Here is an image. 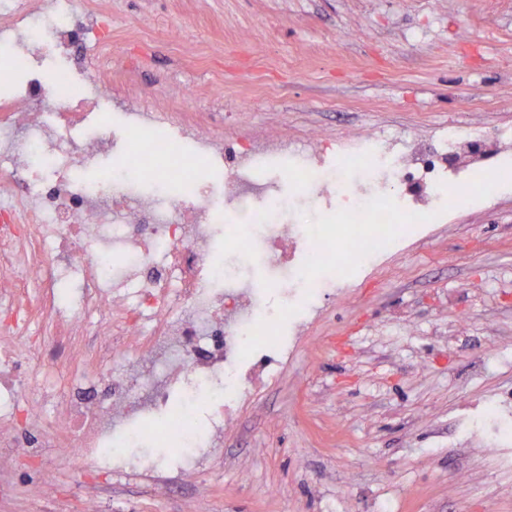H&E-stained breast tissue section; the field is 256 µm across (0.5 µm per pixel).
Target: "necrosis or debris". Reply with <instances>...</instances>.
Returning a JSON list of instances; mask_svg holds the SVG:
<instances>
[{
    "label": "necrosis or debris",
    "instance_id": "obj_1",
    "mask_svg": "<svg viewBox=\"0 0 512 512\" xmlns=\"http://www.w3.org/2000/svg\"><path fill=\"white\" fill-rule=\"evenodd\" d=\"M112 14V0L82 9L74 0H0V36L23 38L18 66L0 70V83L13 86L0 97V465L20 452L22 423L34 411L22 399L23 360L40 366L104 363L136 348V364L106 372L102 386L75 387L63 406L62 426L70 438L65 456L89 462L98 473L137 468L157 491L195 482L213 448L233 423L235 408L253 384L276 375L293 346L300 310H264L261 292L242 287L238 264L214 265L208 242L220 232L224 215L206 205L209 170L230 173L224 194L261 228L268 261L288 271L290 283L303 279L302 257L309 240L323 245L331 261L333 243L311 236L291 222L287 197L275 208H253L239 180L261 152L227 144L195 113H153L166 129L158 144L166 163L145 168L139 154H118L107 177L86 185L72 169L94 162L107 134L76 139L77 130L101 122V103L112 68V40L95 45L98 64L76 57L78 47ZM66 58L52 84L38 74L45 52ZM53 112L52 123L42 108ZM207 158L192 165L185 141ZM448 165L447 150L414 145L410 154L390 157L375 140L333 167L307 164L297 182L320 185L324 205L344 197L343 218H393L395 208L363 194L360 180L395 173L409 189L404 215L415 224L439 221L435 207ZM152 184L150 197L136 194L139 181ZM127 256L117 266L110 254ZM161 265H153L155 254ZM75 282L79 301L61 307L57 289ZM43 322L53 334L33 338ZM27 343L20 351L19 343ZM179 405H172L171 394ZM192 416L178 448L168 446L174 409Z\"/></svg>",
    "mask_w": 512,
    "mask_h": 512
}]
</instances>
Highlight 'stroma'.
Listing matches in <instances>:
<instances>
[{
  "label": "stroma",
  "mask_w": 512,
  "mask_h": 512,
  "mask_svg": "<svg viewBox=\"0 0 512 512\" xmlns=\"http://www.w3.org/2000/svg\"><path fill=\"white\" fill-rule=\"evenodd\" d=\"M101 34L112 37V89L105 121L113 151L153 143L157 124L124 137L134 94L189 100L225 140L288 131L290 153L250 175L297 192L283 171L310 153L309 129L338 158L362 130L394 156L414 142L437 147L449 133L483 146L512 170V0H112ZM442 221L397 225L400 247L355 266L345 227L335 258L306 266L320 293L276 379L249 392L210 469L193 485L158 493L141 476L102 475L35 436L38 448L0 474V512H63L33 488L49 478L74 492L96 480L111 512H512V180L487 192L442 197ZM241 263L276 306L283 285L262 240ZM73 374L29 371L23 397L48 421L66 402Z\"/></svg>",
  "instance_id": "obj_1"
}]
</instances>
